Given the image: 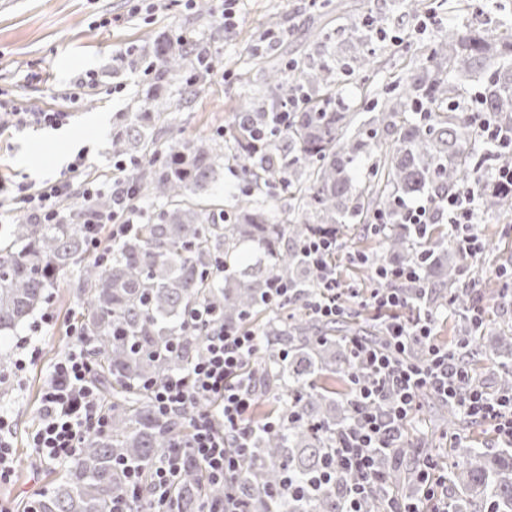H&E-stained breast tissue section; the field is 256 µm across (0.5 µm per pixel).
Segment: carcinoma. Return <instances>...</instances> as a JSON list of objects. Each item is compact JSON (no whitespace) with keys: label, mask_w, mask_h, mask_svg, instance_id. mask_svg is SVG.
Here are the masks:
<instances>
[{"label":"carcinoma","mask_w":512,"mask_h":512,"mask_svg":"<svg viewBox=\"0 0 512 512\" xmlns=\"http://www.w3.org/2000/svg\"><path fill=\"white\" fill-rule=\"evenodd\" d=\"M502 26L497 39L472 29L448 32L422 51L430 67L419 64L397 76L378 109L353 130L349 113L336 109V89L342 75L373 64L365 39L339 68L323 60L272 65L266 87L241 96L222 132L178 140L172 154L154 136L158 125L172 128L161 90L176 83L181 98L191 99L200 83L194 79L198 52L209 47L162 44L151 90L122 113L112 134L113 156L136 157L140 164L124 171L114 190L93 205L99 214L128 213L145 200L156 206L145 223L112 243L103 262L85 259L89 212L75 203L62 207L57 224H39L20 213L0 242V340L44 306L59 276L79 267L85 301L75 325L90 345L93 379L112 418L110 428L92 435L67 475L37 501L38 512H113L125 488V462L140 466L144 485L132 512H147L153 466L173 451L174 435L186 425L157 413L145 382L186 372L203 353L208 321L238 325L267 312L271 276L288 279L302 297L314 294L320 274L301 251L314 229L335 227L342 235L353 224L366 229L381 217L386 229L380 263L420 266L422 289L406 293L407 307L432 315L472 309L473 298L457 290L467 255L455 232L416 230L407 223L405 198L428 192L438 215L446 195L471 188L485 211L512 209V195L483 179L474 151L478 123L460 109L461 101L473 97L477 111L512 126V15ZM290 103L298 108L283 127L277 115ZM252 130L264 137L258 152L250 145ZM362 157L369 168L359 182L350 165ZM226 168L235 169L243 184L231 215L203 196ZM125 184L133 187L130 197ZM283 194L288 208L277 210ZM294 304H283L263 323L264 347L250 365L259 403L283 406L293 420L254 439L235 484L246 512L268 508L263 489L315 474L330 433L351 421V405L336 413L343 392L326 384L336 375L348 381L351 341L387 344L378 327H356L345 318L319 321ZM485 329L466 316L456 325L452 349L469 366L482 356L477 340ZM493 356L505 365L495 392L512 391V335L497 337ZM377 469L396 496L411 494L414 472L396 467L394 457L379 458ZM450 481L457 491L454 512H471L475 503L512 512V449H456ZM222 500L224 485L210 481L202 463L185 454L170 489L174 512H200ZM279 508L340 512L341 499L333 487L287 492Z\"/></svg>","instance_id":"cac0c4a2"}]
</instances>
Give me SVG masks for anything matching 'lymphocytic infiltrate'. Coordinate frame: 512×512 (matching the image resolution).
<instances>
[{"label":"lymphocytic infiltrate","mask_w":512,"mask_h":512,"mask_svg":"<svg viewBox=\"0 0 512 512\" xmlns=\"http://www.w3.org/2000/svg\"><path fill=\"white\" fill-rule=\"evenodd\" d=\"M70 118V112L61 109L36 110L18 100H0V134L11 128L57 129ZM82 169L79 161L69 166L73 173H82ZM109 187V181L88 175L77 184L59 179L37 189L21 181L0 179V196L18 200L41 223L53 224L63 200L76 198L88 204ZM302 251L320 273L319 291L306 300V309L326 319L343 314L341 297L346 288L336 270L335 234H312ZM375 274L386 285L372 290L363 302L382 321L388 346L380 350L353 344V360L362 371L354 380L357 416L347 428L332 434L322 470L310 477L305 487L316 490L335 483L339 475L354 472L358 480L344 489V512H368L370 499L377 496L383 501L381 512H421L419 502L423 499L434 502L436 512H452L447 497L438 490L439 480L425 468L420 471L419 501L387 496L375 466L377 456L398 448L417 394L423 389L434 390L470 416L493 424L502 441L512 445V395L492 398L484 393L471 372L457 365L454 352L434 343L429 318L397 317V309L404 305L400 288L419 282L414 268L380 265ZM413 344L427 350L425 364L401 361V354ZM258 348L253 330L216 323L206 338L203 356L187 373L152 383L155 409L170 418L188 419L186 434L177 442L178 453L154 468L152 512H169V490L187 452L203 463L209 479L227 487L218 512H245L242 499L233 490L238 469L250 454L253 437L261 431L281 429L287 419L283 413L261 422L253 417L255 392L244 368ZM85 349L83 337L73 334L69 350L51 368L41 395L40 421L30 436V446L40 463L65 466L75 462L87 438L109 425V415L91 380L92 367Z\"/></svg>","instance_id":"f902f5d3"}]
</instances>
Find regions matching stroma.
Masks as SVG:
<instances>
[{
  "instance_id": "obj_1",
  "label": "stroma",
  "mask_w": 512,
  "mask_h": 512,
  "mask_svg": "<svg viewBox=\"0 0 512 512\" xmlns=\"http://www.w3.org/2000/svg\"><path fill=\"white\" fill-rule=\"evenodd\" d=\"M202 1L171 5L156 0L146 9L136 0H0V97L35 109L74 112L67 131L16 132L1 141L0 175L35 183L55 178L66 171L59 156L71 159L83 149L92 173L111 178L112 133L121 112L149 88L151 78L144 69L155 62L157 42L166 37L193 35L211 41L216 52V74L191 103H184L177 89L165 92L176 130L182 138L194 139L223 129L245 92L237 76L255 70L250 47L269 20H277L290 33L267 57L268 62L283 66L309 52L312 34L322 33L337 43L352 23L371 15L389 16L386 40L371 44L379 56V69L345 75L338 88L339 101L353 110L368 103L361 92L363 85L384 91L417 47L432 44L460 26L485 36L501 31L494 0H472L467 10L457 0H426L419 15L428 18L429 24L421 33L414 31L410 18L393 12V0H342L345 9L338 13L314 9L312 0H236L235 25L229 30L216 16L221 0H206L214 10L210 16L200 13ZM115 15L124 16V24L107 26V19ZM89 71L96 75V87L78 104H69L66 96L74 80ZM475 231L493 249L469 260L460 285L484 294L481 306L490 320L484 343L491 348L501 329L512 326V298L489 294L491 280L486 276L487 270L512 263V211H478ZM77 281L78 273L72 270L52 288L44 306L54 316L51 325L37 334L22 327L9 343L15 359L32 349L37 352L19 379L0 384V409L7 414L15 445L12 475L0 482V502L13 512H24L28 501L51 489L64 473L63 468L38 463L27 436L38 422L50 368L67 351V329L83 304Z\"/></svg>"
}]
</instances>
